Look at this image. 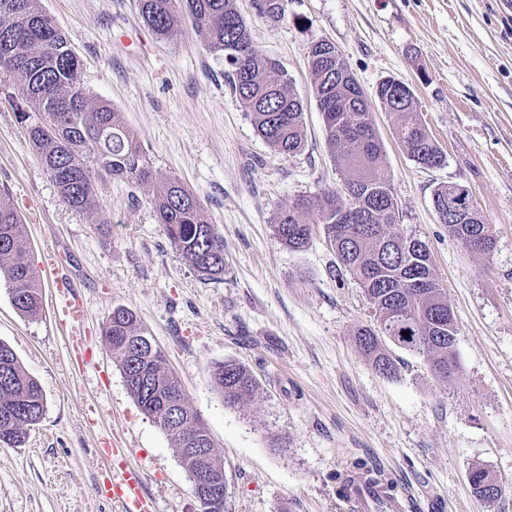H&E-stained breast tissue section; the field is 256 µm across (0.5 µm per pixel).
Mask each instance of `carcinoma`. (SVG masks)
<instances>
[{
	"instance_id": "1",
	"label": "carcinoma",
	"mask_w": 512,
	"mask_h": 512,
	"mask_svg": "<svg viewBox=\"0 0 512 512\" xmlns=\"http://www.w3.org/2000/svg\"><path fill=\"white\" fill-rule=\"evenodd\" d=\"M141 15L159 38L179 32L189 15L207 48L224 56L232 92L250 112L258 134L284 155L299 152L304 142L303 103L284 78L277 60L253 45L248 25L234 0H138ZM308 65L327 143L346 172V202L335 192L314 203L305 197L277 213L273 230L279 242L300 251L312 226H323L341 268L363 288L373 323L356 332V341L371 366L390 375L395 370L386 346L423 358L432 374L457 364V327L448 294L433 273L427 245L392 231L398 205L383 168L382 145L371 105L336 45L311 46ZM80 61L46 15L40 0H0V80L18 81V92L31 108L20 114L29 141L68 205L94 208L96 175L154 184L153 208L171 245L199 273H224V243L214 225L201 215L199 199L175 179L156 180L120 113L108 105L89 106L80 83ZM401 88L389 79L379 82L376 101L386 112L393 133L410 157L424 168L445 164L446 154L431 137L413 104L400 98ZM364 199L362 221L344 224L337 216L351 200ZM448 234L464 248L493 251L490 225L480 216L448 225ZM28 249L25 226L9 196L0 193V275L8 283L15 308L33 316L42 307V287L35 268L24 261ZM409 332L404 336L403 332ZM104 337L127 388L143 414L174 437L177 447L209 435L198 413L183 397L178 378L164 368V354L138 328L125 308L108 315ZM212 381L235 407L256 390V380L240 364L224 361L214 367ZM45 397L38 382L23 368L14 350L0 342V444L18 446L26 429L39 423Z\"/></svg>"
}]
</instances>
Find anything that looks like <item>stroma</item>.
Returning a JSON list of instances; mask_svg holds the SVG:
<instances>
[{
  "label": "stroma",
  "mask_w": 512,
  "mask_h": 512,
  "mask_svg": "<svg viewBox=\"0 0 512 512\" xmlns=\"http://www.w3.org/2000/svg\"><path fill=\"white\" fill-rule=\"evenodd\" d=\"M237 0L252 41L277 59L304 106L305 146L288 156L256 132L191 21L158 39L137 0H41L81 63L91 106L110 105L157 178L179 179L224 240V273L208 279L170 244L153 188L98 181L100 211L62 202L18 118L15 82L0 83V191L29 238L43 309L21 314L0 277V342L46 397L41 422L18 446L0 445V512H122L99 496L98 448L121 438L154 512H198L172 436L130 395L102 329L131 310L181 381L224 459V512H349L337 474L359 461L413 495L416 512H512V6L505 0H287L284 16ZM342 52L366 93L386 76L408 82L444 150L442 167L416 164L375 121L399 209L397 229L427 244L448 291L458 335L453 379L393 349L378 374L355 342L370 322L359 284L337 271L322 227L292 251L273 232L299 197L341 192L308 67L313 43ZM466 185L495 237L491 254L461 247L440 224L438 186ZM108 223H101L100 212ZM84 311L83 347L62 309ZM233 360L257 381L227 407L215 364ZM503 485L494 501L469 474Z\"/></svg>",
  "instance_id": "stroma-1"
}]
</instances>
